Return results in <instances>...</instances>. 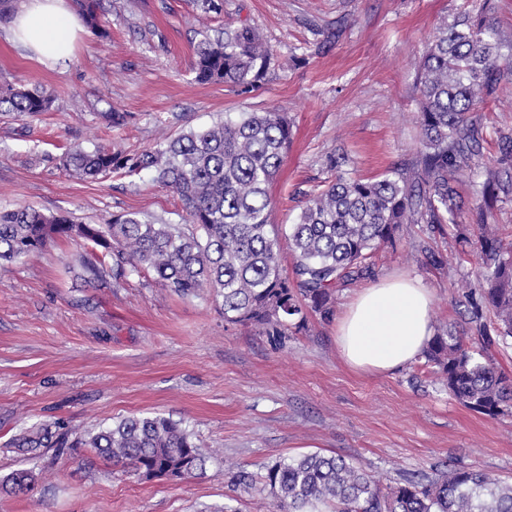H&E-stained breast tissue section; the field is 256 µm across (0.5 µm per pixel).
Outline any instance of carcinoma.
<instances>
[{
    "label": "carcinoma",
    "mask_w": 512,
    "mask_h": 512,
    "mask_svg": "<svg viewBox=\"0 0 512 512\" xmlns=\"http://www.w3.org/2000/svg\"><path fill=\"white\" fill-rule=\"evenodd\" d=\"M494 11L492 0H473L427 44L417 74L421 139L413 167L363 179L343 170V157L326 158L332 180L304 193L305 205L288 225L293 277L281 263L283 230L269 220L268 186L291 137L288 117L275 110L226 115L135 153L73 149L63 165L81 176L153 172L157 183L181 198L184 223L126 213L104 224H78L30 207L0 210V261L22 259L58 238L89 242L112 258L115 279L149 269L178 296L207 288L221 300L224 321L285 336L311 316L330 321L336 291L371 277L376 252L395 241L402 225L422 221L439 230L446 224L458 228L466 215L480 234L472 240L458 232L462 254L477 264L475 279L461 285L464 326L433 336L425 357L460 405L489 417L512 411V379L486 357L491 348L512 341V243L504 244L488 223L490 204L512 198V133H500L503 163L483 183L482 202L466 207L456 186V175L482 149L478 105L502 81H512V68L498 65L502 56L512 57V43L502 38ZM80 12L94 34H108L97 0H80ZM273 59L271 47L248 26L205 27L197 32L191 72L200 84L223 83L250 93ZM51 105V96L38 88L0 85L1 113L23 119ZM66 444L44 424L13 439L32 458L42 448ZM83 445L147 479L181 480L206 461L193 434L160 415L124 418L89 433ZM36 479L33 470L18 469L0 481V489L26 491ZM265 485L282 512H319L324 505L336 506V512H512V482L476 469L409 477L385 489L353 461L315 452L274 463Z\"/></svg>",
    "instance_id": "obj_1"
}]
</instances>
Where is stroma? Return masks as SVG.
<instances>
[{
    "label": "stroma",
    "mask_w": 512,
    "mask_h": 512,
    "mask_svg": "<svg viewBox=\"0 0 512 512\" xmlns=\"http://www.w3.org/2000/svg\"><path fill=\"white\" fill-rule=\"evenodd\" d=\"M108 38L79 32L66 61L40 63L0 23V82L51 94L50 111L0 114V210L30 206L101 224L137 213L180 222L177 194L152 172L85 178L60 159L74 146L138 152L231 112L288 114L291 142L269 186L270 221L293 223L302 194L331 175V152L377 177L416 156L418 64L437 28L467 0H224L203 14L191 0H101ZM250 25L273 49L258 91L196 83L195 33ZM128 112L115 127L105 115ZM484 143L458 177L464 198L498 165V132L512 131V82L481 106ZM428 253L443 258L431 265ZM453 227L405 224L381 248L375 278L407 274L433 293L434 330L461 321L462 280ZM99 249L60 239L0 265V479L33 468L35 487L0 492V512H275L269 489L235 486L237 469L262 480L277 461L307 452L349 457L389 487L444 466L479 468L512 482V414L490 418L449 397L425 358L383 376L351 372L334 322L309 319L288 336L225 322L209 290L188 298L143 269L116 280L84 277ZM183 422L207 449L203 471L145 479L89 448L41 449L26 459L11 441L40 422L68 440L133 415Z\"/></svg>",
    "instance_id": "obj_1"
}]
</instances>
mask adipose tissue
Instances as JSON below:
<instances>
[{"instance_id": "adipose-tissue-1", "label": "adipose tissue", "mask_w": 512, "mask_h": 512, "mask_svg": "<svg viewBox=\"0 0 512 512\" xmlns=\"http://www.w3.org/2000/svg\"><path fill=\"white\" fill-rule=\"evenodd\" d=\"M82 25L68 0H30L15 38L43 63L66 60ZM432 293L418 279L386 276L358 291L336 318V347L348 368L382 375L408 365L433 335Z\"/></svg>"}]
</instances>
